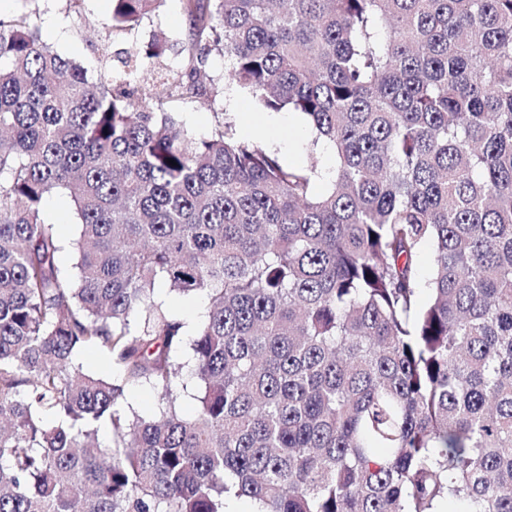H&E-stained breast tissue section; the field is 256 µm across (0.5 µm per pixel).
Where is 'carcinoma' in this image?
<instances>
[{
  "mask_svg": "<svg viewBox=\"0 0 512 512\" xmlns=\"http://www.w3.org/2000/svg\"><path fill=\"white\" fill-rule=\"evenodd\" d=\"M165 2L112 0L108 31ZM182 7L164 96L129 80L161 33L93 79L30 13L0 15V512H512V0ZM214 51L334 168L282 165L230 112L196 138L167 111L218 96ZM60 192L70 270L43 218ZM160 284L206 318L187 327ZM126 384L160 390L159 416L125 413ZM44 218L50 223L57 224L59 233L65 240L77 238L78 226L75 223L74 209L66 194H54L46 200ZM74 362L83 367L84 371L112 381H121V377L112 362L93 351H80L74 357ZM179 384L182 394L179 401L180 412L186 417H192L195 415L198 407V400L196 397L197 379L191 376L188 368H185L182 376L179 378ZM182 386H184V391L182 390Z\"/></svg>",
  "mask_w": 512,
  "mask_h": 512,
  "instance_id": "cac0c4a2",
  "label": "carcinoma"
}]
</instances>
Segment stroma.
I'll return each instance as SVG.
<instances>
[{
  "mask_svg": "<svg viewBox=\"0 0 512 512\" xmlns=\"http://www.w3.org/2000/svg\"><path fill=\"white\" fill-rule=\"evenodd\" d=\"M36 10L35 23L44 42L62 57L84 66L89 76H97L103 68L123 72L116 54L134 42L148 40L152 33L165 34L170 49L165 57L168 65L181 66L185 61L180 48L188 38L189 22L181 0H166L157 16L132 35L109 36L106 25L112 11L111 0H0V12L14 13ZM229 62L223 56L210 55L204 73L221 84L216 100L206 98L171 104L191 134L205 136L213 130L218 113H233L241 139L262 141L280 160L290 166L308 163L318 155L322 166H330L333 157L325 149H314V133L305 118L290 110L274 113L257 111L247 91L224 83Z\"/></svg>",
  "mask_w": 512,
  "mask_h": 512,
  "instance_id": "1",
  "label": "stroma"
}]
</instances>
